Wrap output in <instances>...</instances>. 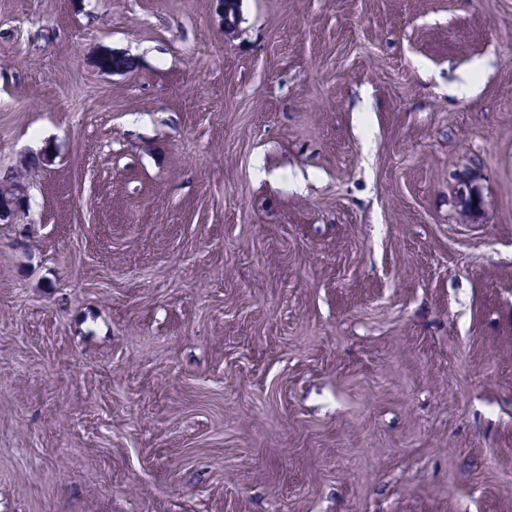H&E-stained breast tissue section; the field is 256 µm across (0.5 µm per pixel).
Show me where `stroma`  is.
Returning a JSON list of instances; mask_svg holds the SVG:
<instances>
[{
  "label": "stroma",
  "instance_id": "35a3bbf8",
  "mask_svg": "<svg viewBox=\"0 0 512 512\" xmlns=\"http://www.w3.org/2000/svg\"><path fill=\"white\" fill-rule=\"evenodd\" d=\"M4 169L0 512H512V0H0Z\"/></svg>",
  "mask_w": 512,
  "mask_h": 512
}]
</instances>
